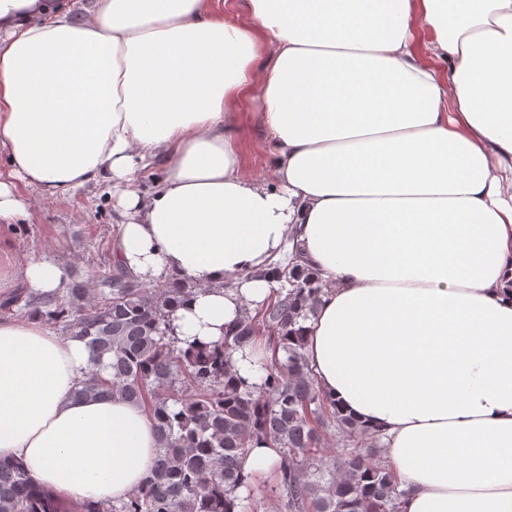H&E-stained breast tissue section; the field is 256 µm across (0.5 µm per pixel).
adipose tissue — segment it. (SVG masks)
Returning a JSON list of instances; mask_svg holds the SVG:
<instances>
[{
    "label": "adipose tissue",
    "instance_id": "adipose-tissue-1",
    "mask_svg": "<svg viewBox=\"0 0 512 512\" xmlns=\"http://www.w3.org/2000/svg\"><path fill=\"white\" fill-rule=\"evenodd\" d=\"M249 3L240 21L214 0H0V224L27 217L20 188L106 185L117 260L195 282L171 325L204 343L274 298L260 272L298 246L324 285L306 359L375 430L402 512H512V0ZM256 85L266 180L239 152ZM15 277L64 286L46 260ZM90 358L0 321V458L106 505L158 441L139 404L81 396Z\"/></svg>",
    "mask_w": 512,
    "mask_h": 512
}]
</instances>
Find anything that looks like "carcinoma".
<instances>
[{
  "mask_svg": "<svg viewBox=\"0 0 512 512\" xmlns=\"http://www.w3.org/2000/svg\"><path fill=\"white\" fill-rule=\"evenodd\" d=\"M273 301L246 310L213 345L178 346L170 312L196 284L183 278L156 288L113 263L108 292L91 299L73 281L66 300L32 297L26 317L65 326L92 357L83 393L106 394L146 410L158 455L144 484L112 512H247L236 490L254 475L242 464L251 442L278 449L275 512H400L406 491L371 452L339 448L332 464L316 455L331 432L354 439L370 429L324 396L304 355L303 322L317 308L322 283L300 264V250L275 263ZM264 339L281 356L258 385L232 370L233 354ZM0 512H103L65 504L37 486L24 464L0 460Z\"/></svg>",
  "mask_w": 512,
  "mask_h": 512,
  "instance_id": "cac0c4a2",
  "label": "carcinoma"
}]
</instances>
